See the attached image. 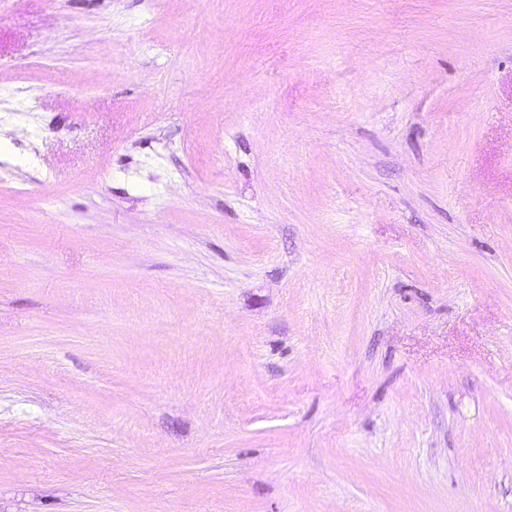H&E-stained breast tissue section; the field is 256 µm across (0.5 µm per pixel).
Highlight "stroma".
I'll return each instance as SVG.
<instances>
[{
  "instance_id": "stroma-1",
  "label": "stroma",
  "mask_w": 512,
  "mask_h": 512,
  "mask_svg": "<svg viewBox=\"0 0 512 512\" xmlns=\"http://www.w3.org/2000/svg\"><path fill=\"white\" fill-rule=\"evenodd\" d=\"M0 512H512V0H0Z\"/></svg>"
}]
</instances>
